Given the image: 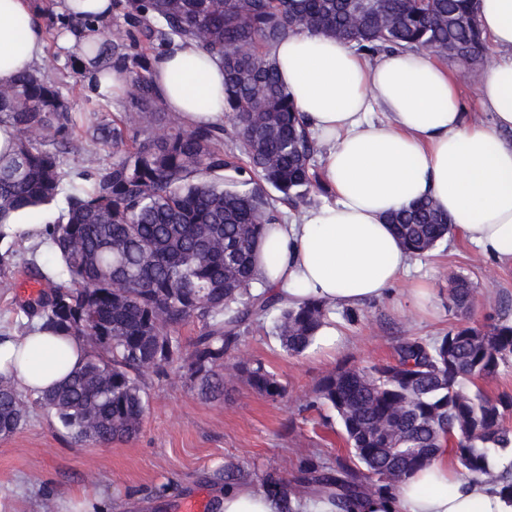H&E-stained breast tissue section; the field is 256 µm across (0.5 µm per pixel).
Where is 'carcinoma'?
Wrapping results in <instances>:
<instances>
[{"label": "carcinoma", "instance_id": "cac0c4a2", "mask_svg": "<svg viewBox=\"0 0 512 512\" xmlns=\"http://www.w3.org/2000/svg\"><path fill=\"white\" fill-rule=\"evenodd\" d=\"M351 0H115L112 53L130 100L122 123L98 122L90 142L75 135L61 84L21 72L0 82V126L13 130L0 152V229L22 211L47 214V260L24 272L41 282L37 297L19 304L27 324L58 336H80L85 359L62 386L39 398L80 447L129 441L141 431L148 372L182 362L197 394L224 398L232 370L269 398L285 387L256 361L226 363L253 324L272 320L271 333L291 355L317 340L329 308L318 299L286 305L257 290L255 249L266 226L280 220L277 202L301 203L325 190L312 160L315 140L281 85L270 49L296 29L344 41L364 55L421 48L442 59L489 65L474 0H380L359 18ZM190 39L224 67V110L237 130L224 147V126L187 127L136 141L130 132L160 103L150 79L157 50ZM112 149V162L100 151ZM82 155L64 182L62 154ZM390 224L414 254L432 250L449 231L448 217L429 200L395 214ZM471 283L451 279L450 304L469 310ZM200 324L185 349L181 330ZM512 363V325L460 323L425 341L396 345L393 362L340 367L319 383L320 402L338 420L348 459L331 465L309 457L297 476L275 472L258 488L276 496L280 512L293 500L326 498L340 512L388 493L446 448L462 473L498 479L491 452L512 447V396L476 385ZM25 395L0 379V436L21 428Z\"/></svg>", "mask_w": 512, "mask_h": 512}]
</instances>
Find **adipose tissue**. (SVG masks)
<instances>
[{
  "label": "adipose tissue",
  "instance_id": "1",
  "mask_svg": "<svg viewBox=\"0 0 512 512\" xmlns=\"http://www.w3.org/2000/svg\"><path fill=\"white\" fill-rule=\"evenodd\" d=\"M478 19L493 45L479 76V105L492 125L469 121L456 83L423 49L389 51L368 60L351 45L308 31L289 34L271 58L279 78L326 147L323 173L333 201L289 223L269 225L258 247V277L284 303L316 298L329 308L389 296L407 276L408 251L387 222L390 213L428 199L450 220L451 234L480 252L512 262V0H477ZM85 15L87 26L63 40L86 83L113 95L122 74L88 64L103 46L101 27L112 0H0V81L32 70L44 52L42 15ZM151 78L165 109L191 126L224 120V70L195 42L156 56ZM383 121L374 122V113ZM75 336L35 328L0 332V376L36 396L81 364ZM502 483L459 475L447 449L393 493L353 512H512ZM215 512H277L275 501L248 483L224 487Z\"/></svg>",
  "mask_w": 512,
  "mask_h": 512
}]
</instances>
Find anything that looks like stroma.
I'll return each mask as SVG.
<instances>
[{
    "label": "stroma",
    "instance_id": "obj_1",
    "mask_svg": "<svg viewBox=\"0 0 512 512\" xmlns=\"http://www.w3.org/2000/svg\"><path fill=\"white\" fill-rule=\"evenodd\" d=\"M61 80L84 87L82 96L68 100L83 136H90L98 118H125L127 97L107 98L101 108L79 69L63 70ZM416 260L410 277L389 297L330 311L328 319L342 337L334 348L319 340L291 355L266 330L242 336L230 361L261 360L284 385L280 398H267L236 379L226 384L223 400L206 401L174 365L148 376L150 407L134 439L89 448L75 446L53 411L29 400L23 427L0 437V512H63L64 498L73 495L91 501L98 512H177L181 501L199 494L213 501L219 485L211 474L227 463L255 476L274 471L290 479L311 453L331 461L345 457L338 424L314 406L326 374L392 360L396 342L407 336L432 341L445 335L459 321L448 300L453 273L475 286L471 323L512 322V264L485 258L474 245L454 238ZM418 286L427 290L421 306L411 301ZM31 295L26 276L0 273L1 327L26 329L18 302ZM162 484L170 491L159 499L153 490Z\"/></svg>",
    "mask_w": 512,
    "mask_h": 512
}]
</instances>
